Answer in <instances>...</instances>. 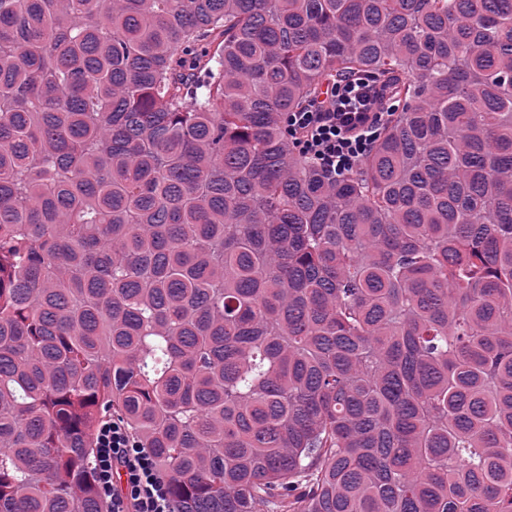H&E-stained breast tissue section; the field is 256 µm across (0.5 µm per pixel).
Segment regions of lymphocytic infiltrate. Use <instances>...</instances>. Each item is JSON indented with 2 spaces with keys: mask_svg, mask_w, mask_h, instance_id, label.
I'll return each instance as SVG.
<instances>
[{
  "mask_svg": "<svg viewBox=\"0 0 512 512\" xmlns=\"http://www.w3.org/2000/svg\"><path fill=\"white\" fill-rule=\"evenodd\" d=\"M391 94L369 77L328 85L288 115V135L327 178L359 169L392 118ZM95 480L108 512H177L166 478L122 419L102 421L95 435Z\"/></svg>",
  "mask_w": 512,
  "mask_h": 512,
  "instance_id": "obj_1",
  "label": "lymphocytic infiltrate"
}]
</instances>
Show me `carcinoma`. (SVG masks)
Instances as JSON below:
<instances>
[{"mask_svg": "<svg viewBox=\"0 0 512 512\" xmlns=\"http://www.w3.org/2000/svg\"><path fill=\"white\" fill-rule=\"evenodd\" d=\"M105 412L179 512H512V0H0V512H105ZM392 94L369 77L339 78L322 96L288 113V135L327 178L359 169L394 112Z\"/></svg>", "mask_w": 512, "mask_h": 512, "instance_id": "cac0c4a2", "label": "carcinoma"}]
</instances>
